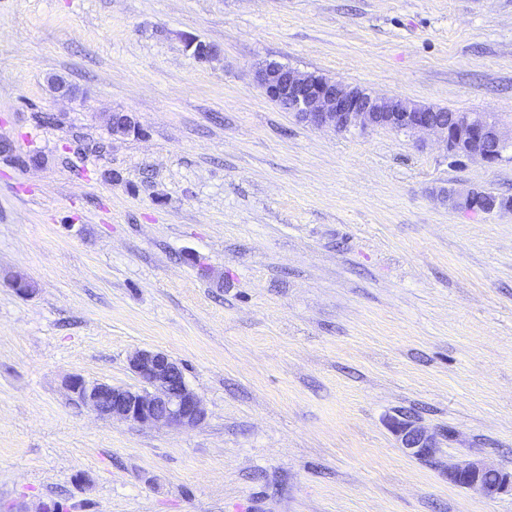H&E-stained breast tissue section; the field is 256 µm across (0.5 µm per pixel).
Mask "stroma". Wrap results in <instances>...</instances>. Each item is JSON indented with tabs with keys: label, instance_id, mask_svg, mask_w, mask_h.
Instances as JSON below:
<instances>
[{
	"label": "stroma",
	"instance_id": "1",
	"mask_svg": "<svg viewBox=\"0 0 512 512\" xmlns=\"http://www.w3.org/2000/svg\"><path fill=\"white\" fill-rule=\"evenodd\" d=\"M265 60L512 128V0H0V142L24 159L0 156V512H512L448 481L512 471V213L436 198L512 196V147L305 126ZM139 349L183 365L201 425L67 390L136 386ZM401 410L433 458L398 447ZM388 427L398 447L413 458L419 460L431 458L438 448L436 437L423 430L413 417L398 412L390 417Z\"/></svg>",
	"mask_w": 512,
	"mask_h": 512
}]
</instances>
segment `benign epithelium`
I'll use <instances>...</instances> for the list:
<instances>
[{"label":"benign epithelium","mask_w":512,"mask_h":512,"mask_svg":"<svg viewBox=\"0 0 512 512\" xmlns=\"http://www.w3.org/2000/svg\"><path fill=\"white\" fill-rule=\"evenodd\" d=\"M255 80L269 100L285 105L299 122L313 128L331 127L338 133L374 128L406 134L434 130L442 136L448 154L488 165L502 160L504 150L512 146V137L505 136L494 112H458L448 125L432 111L409 107L398 97L380 98L360 86L300 72L276 61L259 65ZM444 199L465 210L480 204L474 190L446 192ZM129 368L138 380L136 387L89 382L80 376L70 377L67 387L82 405L101 417L176 428L194 427L203 421L201 400L188 385L183 367L170 355L137 350L130 356ZM388 427L398 447L409 456L423 460L435 454L436 437L414 418L398 412L390 417ZM487 474L497 475V480L484 481ZM448 481L493 498L512 489V472L481 461H464L448 466Z\"/></svg>","instance_id":"benign-epithelium-1"}]
</instances>
